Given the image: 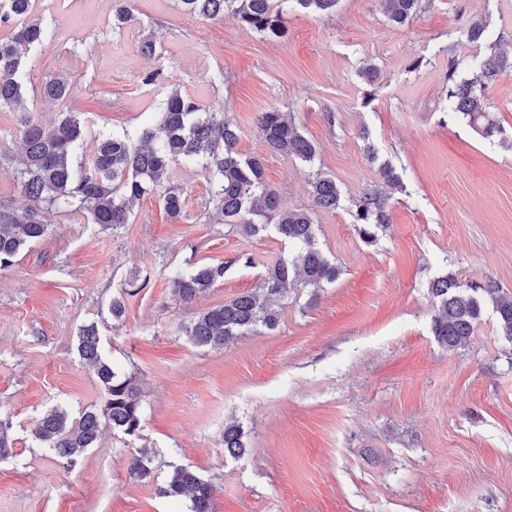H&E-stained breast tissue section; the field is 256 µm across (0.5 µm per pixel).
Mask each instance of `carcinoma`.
I'll use <instances>...</instances> for the list:
<instances>
[{
  "label": "carcinoma",
  "mask_w": 512,
  "mask_h": 512,
  "mask_svg": "<svg viewBox=\"0 0 512 512\" xmlns=\"http://www.w3.org/2000/svg\"><path fill=\"white\" fill-rule=\"evenodd\" d=\"M292 1L315 16L336 13L339 0H179L186 12L203 18L224 14V6L235 5L240 21L265 36L280 38L286 32L282 4ZM0 11V27L11 28L0 39V109L21 105L25 87L20 70L28 53L49 36L40 17L33 15L32 0H7ZM430 0H380L383 13L397 26H403L422 12ZM113 27L132 21L129 0H116L112 7ZM464 44L477 49L470 65V77L457 80V63L448 70V112L467 121L473 129L488 136L501 132L486 110V93L501 77L512 74V56L498 40L487 34V24L473 22L460 31ZM72 84L67 76L51 77L34 94L49 101L69 98ZM265 145L272 151L297 157L305 162L314 158V144L300 134L290 112L272 109L256 119ZM21 158L14 173L21 193L30 205L17 209L0 205V270L14 265L18 255L30 244L43 240L50 225L44 210L80 211L92 224L116 229L129 223L133 204L150 191L160 190V201L167 216L175 221L184 217V199L174 186H163L175 161L203 159L209 174L206 218L235 226L254 236L272 226L281 239L292 246L290 258L269 267L254 291L242 293L222 305L194 313L182 326L185 336L198 347L220 349L257 326L273 329L280 319L275 300L300 285L321 288L336 281L339 269L318 247L312 212L283 207L278 193L266 183L265 168L258 156H242L237 150L238 134L221 110L204 111L194 98L173 90L167 96L156 122L142 131L139 142L130 138L103 135L89 162L80 158L84 124L76 112H64L47 126L31 112L18 118ZM381 183L366 189L353 200L354 223L367 243L376 239L377 230L388 223V196L385 188H401L395 169L385 164L380 169ZM314 207L334 211L341 201L336 181L319 175L310 182ZM228 264L192 263L172 279V295L184 307L224 279ZM139 281H126L122 295L112 299V317L124 314L123 295L131 293ZM438 308L432 332L436 340L450 349L464 345L481 315L484 297H489L506 335L512 336V298L498 296L499 289L478 283H463L448 273L431 283ZM78 353L101 384V407L72 418L67 411L52 409L37 427V438L64 461L68 468L77 457L92 447L104 428L129 438L141 430L142 392L133 376L120 372L107 361L100 349L98 329L84 326L79 331ZM241 425H224V454L236 458L246 452ZM149 457L141 451L130 457L129 468L140 478L149 474ZM167 497H186L191 512H212V487L185 466H175L166 487Z\"/></svg>",
  "instance_id": "1"
}]
</instances>
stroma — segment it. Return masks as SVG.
Returning a JSON list of instances; mask_svg holds the SVG:
<instances>
[{
    "instance_id": "obj_1",
    "label": "stroma",
    "mask_w": 512,
    "mask_h": 512,
    "mask_svg": "<svg viewBox=\"0 0 512 512\" xmlns=\"http://www.w3.org/2000/svg\"><path fill=\"white\" fill-rule=\"evenodd\" d=\"M34 11L52 36L26 60V110L47 124L82 113L88 155L99 135L138 138L175 87L224 110L239 153L262 157L284 207L312 209L310 181L335 179L344 205L316 222L340 274L291 291L274 329L198 347L179 330L192 310L175 302L172 278L194 262L228 263L201 310L254 290L288 254L274 229L247 237L203 218L202 162L177 161L168 174L184 197L176 224L155 193L115 230L48 212L50 236L0 271V423L12 442L0 458V512H189V499L160 493L175 465L212 483V512H512V337L487 301L466 344L442 347L429 292L452 273L512 297V151L449 118L446 99L451 61L475 53L458 43L461 28L489 20L512 54V0H433L400 28L379 0H340L322 19L292 7L277 40L230 6L203 19L176 0H133L135 19L120 29L107 0H35ZM147 35L151 58L138 50ZM158 68L162 78L146 83ZM61 73L68 100L33 95ZM274 108L294 113L316 146L312 162L266 148L256 117ZM17 117L0 110V203L22 208ZM384 163L403 187L368 244L347 203L379 183ZM242 252L255 266L236 264ZM134 272L146 286L113 319L112 299ZM92 323L104 357L142 387L141 431L130 440L105 430L68 469L36 430L52 408L76 417L99 407L100 384L77 350ZM231 421L246 434L238 458L224 453ZM138 448L151 456L150 478L127 470Z\"/></svg>"
}]
</instances>
